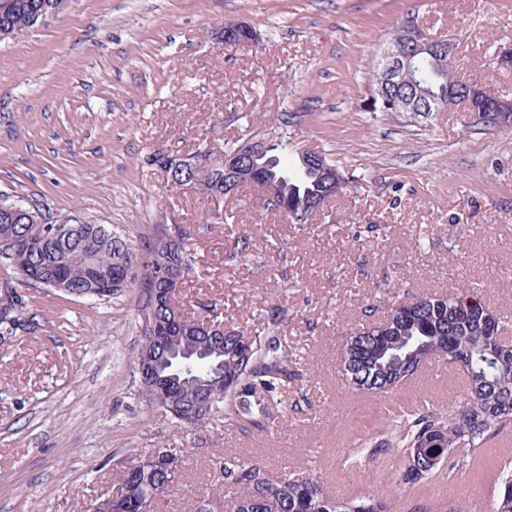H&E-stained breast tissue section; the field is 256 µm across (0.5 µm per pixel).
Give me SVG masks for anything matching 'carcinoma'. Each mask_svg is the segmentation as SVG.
Here are the masks:
<instances>
[{
    "label": "carcinoma",
    "mask_w": 512,
    "mask_h": 512,
    "mask_svg": "<svg viewBox=\"0 0 512 512\" xmlns=\"http://www.w3.org/2000/svg\"><path fill=\"white\" fill-rule=\"evenodd\" d=\"M67 0H0V39L17 38L38 24L40 15L60 13ZM417 82L380 96L377 110L389 112L392 101L403 94L421 100L439 99L466 102V109L493 105L496 93L484 90L478 98L466 96L468 85L456 76L454 58L443 62L430 59L416 64ZM271 160L260 168L245 164L241 173L244 184L275 188L269 206L276 212L286 208L300 215L306 224L317 214V204L327 196L323 167L331 161L320 156L321 166H308L297 161L293 170L286 169L278 154L288 149L286 143L270 142ZM175 181H196L203 197L210 201L224 193V169L172 171ZM36 217H16L0 207V231L13 227L18 247L10 255L11 265L0 262L3 277L0 290L13 293L16 320L0 318V337L17 332L34 333L39 322L29 313L30 295L17 285H27L12 267L36 271L54 277L76 289L91 286L97 276L108 277L112 269L123 263L129 266L141 261L148 267H182L183 273L194 272L189 229L182 228L179 245L166 251L158 248L152 237L140 246L123 235L110 240L98 236L96 225H85L84 232L58 245L57 258L45 262L42 243L50 218L35 206ZM250 251L247 232H239L225 247L228 256L244 258ZM138 317H153L167 325L172 340L168 345L154 346L145 333L134 366L141 360L149 369L138 392L165 416L179 424L185 421L178 414L182 404L210 401L202 424L215 421L238 429L264 431L272 427L271 403L278 393L302 377L296 369L288 340L281 327L288 318V307L273 304L259 327L245 334L238 330L224 335L211 333L204 322L222 321L209 305L198 314L183 309L180 296L167 291L153 298L138 293ZM507 323L483 300L478 291L463 285L446 295H406L393 301L387 315L346 337L340 361L360 363L374 375L372 383H354L345 378L355 391L371 395L392 394L400 389L424 366L446 361L460 370L465 378L466 396L463 405L426 406L407 416L394 418L380 426L365 440L363 459L371 462L382 450L419 448L412 461H403L401 480L418 484L432 477L430 459L440 458L448 472H453L483 454L488 444L512 429V340L505 336ZM251 340L249 352L239 349L240 340ZM139 464L135 478L128 480L124 471L112 483L115 494L97 499L107 512H124L133 503L146 502L149 510L162 499L175 497L183 491L186 461L183 455L167 449V457L156 451L130 460ZM219 473L224 484L239 490L231 500L204 496L197 512H395V503L383 496L337 497L327 492L314 470L298 464L284 472H276L260 461L237 453L219 458ZM418 512H468L463 501L449 504L427 500L417 505ZM494 512H512V475L502 478Z\"/></svg>",
    "instance_id": "carcinoma-1"
}]
</instances>
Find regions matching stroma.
<instances>
[{
  "mask_svg": "<svg viewBox=\"0 0 512 512\" xmlns=\"http://www.w3.org/2000/svg\"><path fill=\"white\" fill-rule=\"evenodd\" d=\"M409 17L456 39L458 77L512 96V72L490 62L493 46L512 44V0H69L0 40V200L77 215L136 245L154 225L190 226L186 312L213 302L227 327L250 332L284 300L282 333L304 363L270 430L181 427L138 393L136 289L106 301L38 290L40 329L0 346V512H78L159 446L186 455L188 480L219 497L234 492L212 462L236 452L277 471L308 462L327 491L388 494L403 512L424 497L492 512L499 484L485 472H512V446L496 440L450 481L398 482L395 450L363 471L344 465L389 405L338 373L365 306L468 283L512 317V123L486 127L461 107L371 109L375 55ZM228 22L250 26L255 42L218 44ZM249 137L325 154L348 180L342 195L291 224L248 185L225 202V223L206 224L200 191L152 162L219 155ZM243 228L252 250L227 260L224 240ZM460 394L458 373L434 363L395 397L413 411Z\"/></svg>",
  "mask_w": 512,
  "mask_h": 512,
  "instance_id": "35a3bbf8",
  "label": "stroma"
}]
</instances>
